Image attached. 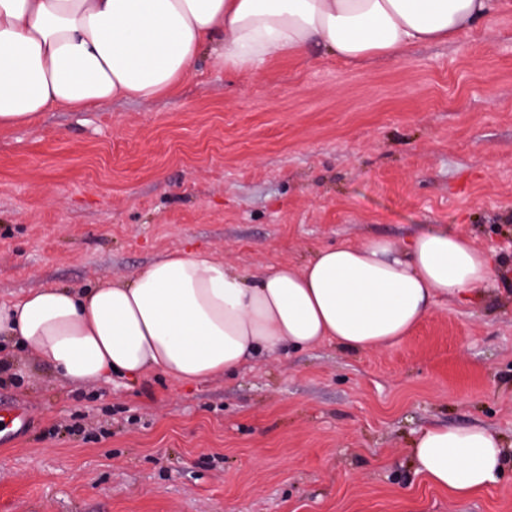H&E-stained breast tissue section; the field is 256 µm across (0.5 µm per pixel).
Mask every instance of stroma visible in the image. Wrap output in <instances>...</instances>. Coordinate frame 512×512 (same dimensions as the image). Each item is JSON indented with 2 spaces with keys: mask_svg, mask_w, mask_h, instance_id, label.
Returning a JSON list of instances; mask_svg holds the SVG:
<instances>
[{
  "mask_svg": "<svg viewBox=\"0 0 512 512\" xmlns=\"http://www.w3.org/2000/svg\"><path fill=\"white\" fill-rule=\"evenodd\" d=\"M468 234L494 280L364 354L281 351L237 375L60 380L0 344V512H512V462L457 499L415 474L431 425L512 448V7L444 44L260 72L204 55L177 94L0 131V302L128 278L194 243L257 275L323 246Z\"/></svg>",
  "mask_w": 512,
  "mask_h": 512,
  "instance_id": "stroma-1",
  "label": "stroma"
}]
</instances>
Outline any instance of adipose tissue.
I'll use <instances>...</instances> for the list:
<instances>
[{"mask_svg": "<svg viewBox=\"0 0 512 512\" xmlns=\"http://www.w3.org/2000/svg\"><path fill=\"white\" fill-rule=\"evenodd\" d=\"M500 0H0V128L42 112H81L170 94L203 50L229 70L262 69L311 45L344 62L445 43L492 24ZM488 255L444 224L405 242L324 247L303 265L249 276L204 249L160 257L129 280L51 286L0 303V338L31 349L63 380L156 371L176 384L235 375L285 349L332 341L361 354L405 339L435 299L492 281ZM417 474L464 499L494 484L501 436L430 426L412 443Z\"/></svg>", "mask_w": 512, "mask_h": 512, "instance_id": "1", "label": "adipose tissue"}]
</instances>
